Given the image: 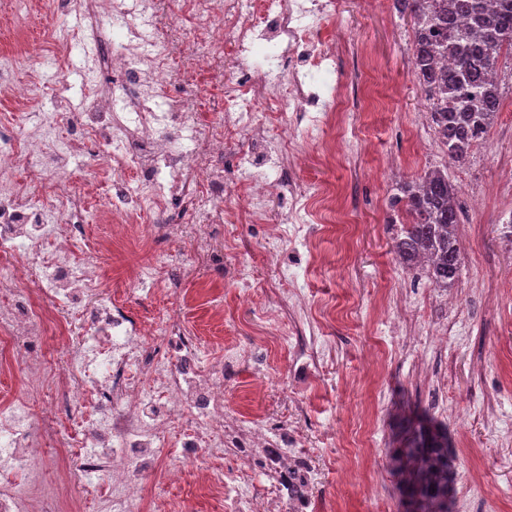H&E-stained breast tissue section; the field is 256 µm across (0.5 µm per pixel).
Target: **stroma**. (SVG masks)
Instances as JSON below:
<instances>
[{
	"mask_svg": "<svg viewBox=\"0 0 512 512\" xmlns=\"http://www.w3.org/2000/svg\"><path fill=\"white\" fill-rule=\"evenodd\" d=\"M335 2L324 26L346 35L338 70L344 80H354V57L368 55L375 102L368 115L341 116L335 133L343 148L334 162L323 160L328 138L320 131L301 143L308 162L296 179L309 195L308 246L284 247L275 258L268 254L267 225L245 218L213 226L216 247L201 261L198 279L184 285L187 325L207 341L208 351L257 352L256 362L225 377L224 400L233 412L249 407L270 429L298 433L311 453L314 512H404L390 453L412 408L448 426L456 450L453 512H512V280L502 276L512 269V195L478 208L471 204L490 175L512 172V53L498 59L494 123L465 161L452 163L422 116L427 102L411 65L412 16L369 8L366 0ZM84 26L78 15L34 9L23 32L0 29V62L25 77V39ZM113 39L112 30H104L61 64L53 54L42 57L44 91L35 111L78 107L90 89L86 72L99 69ZM240 140L231 136L219 158L226 182L239 187L249 176L264 178L270 218L286 217L291 197L279 186L267 147L255 144L246 166ZM385 157L394 166L375 177ZM434 169L447 171L459 190L461 267L445 293L426 273L400 264L393 251L408 216L391 208L390 198L399 183ZM325 187L344 196L335 211L320 204L318 191ZM137 257L128 245L103 256L99 287L124 295L133 315L144 318L164 297L131 290L124 271ZM238 257L253 286L250 303L242 300ZM293 287L301 290L304 309H284ZM400 300L406 316L397 330L392 320ZM288 333L295 344L326 349L327 358L316 368L297 367L291 345L276 341ZM373 346L380 350V377L368 385ZM361 440L372 447L371 455L358 448ZM369 470L378 484L366 492L353 475Z\"/></svg>",
	"mask_w": 512,
	"mask_h": 512,
	"instance_id": "1",
	"label": "stroma"
}]
</instances>
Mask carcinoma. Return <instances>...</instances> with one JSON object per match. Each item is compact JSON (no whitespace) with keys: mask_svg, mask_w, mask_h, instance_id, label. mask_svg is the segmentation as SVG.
<instances>
[{"mask_svg":"<svg viewBox=\"0 0 512 512\" xmlns=\"http://www.w3.org/2000/svg\"><path fill=\"white\" fill-rule=\"evenodd\" d=\"M394 2L415 19L412 66L429 119L448 158L461 162L500 108L495 74L500 50L512 48V0ZM456 195L448 175L435 169L402 184L390 201L393 208L404 205L411 217L395 241L397 255L408 266L426 258L427 275L438 288L451 285L461 265ZM450 459L448 432L427 420L408 426L393 461L413 512H448Z\"/></svg>","mask_w":512,"mask_h":512,"instance_id":"1","label":"carcinoma"}]
</instances>
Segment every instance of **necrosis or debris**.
<instances>
[{"label": "necrosis or debris", "mask_w": 512, "mask_h": 512, "mask_svg": "<svg viewBox=\"0 0 512 512\" xmlns=\"http://www.w3.org/2000/svg\"><path fill=\"white\" fill-rule=\"evenodd\" d=\"M50 11H82L90 35L112 29L119 42L106 57L116 71L111 87L84 99L80 111L49 117L27 113L24 125H0V349L22 372L25 391L0 407V512H32L54 502L34 494L45 448L63 449L61 470L80 482L83 499H100L104 512H144L145 470L177 448L169 485L195 483L222 491L224 512H309L310 497L292 484L311 480L310 468H287L305 457L299 442L263 424L242 429L224 406V369L243 352L216 357L201 368L205 342L183 313L181 278L154 244L177 229L182 211L196 218L199 250L214 224L265 219L266 183L252 179L224 197V171L212 163L228 133L246 142L264 138L263 120L278 117L283 100L297 107L273 144L282 170L299 167L298 144L310 128L333 127L337 113L362 110L369 89L335 79L330 98L312 91L314 74L334 73L335 35L323 32L329 0H46ZM192 48L173 37L179 22ZM207 76L199 98L213 104L209 120L177 97L161 98L172 81ZM123 100L126 111L110 109ZM96 149L132 168L135 181L112 177L106 214L112 236L88 235V197L97 179L75 184L70 162ZM167 211L168 226L147 227L145 207ZM135 240L142 263L129 273L140 291H166L157 316L131 315L123 300L99 299L98 264L114 243ZM65 346L49 361L47 339ZM262 445L260 466L269 492L255 501L254 468L231 474L212 466L226 452Z\"/></svg>", "instance_id": "1"}]
</instances>
